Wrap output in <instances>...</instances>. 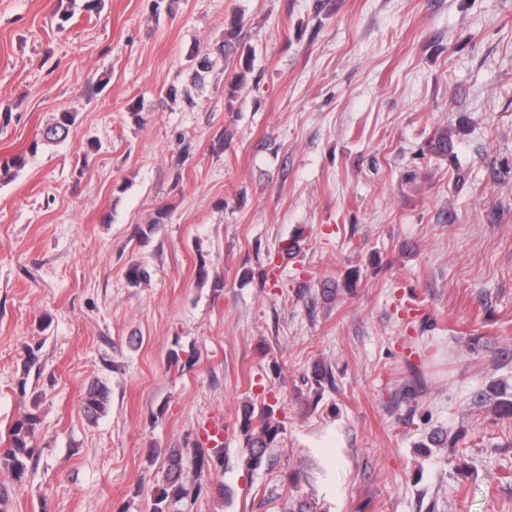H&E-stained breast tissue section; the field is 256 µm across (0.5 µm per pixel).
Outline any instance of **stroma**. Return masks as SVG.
I'll list each match as a JSON object with an SVG mask.
<instances>
[{
	"label": "stroma",
	"mask_w": 512,
	"mask_h": 512,
	"mask_svg": "<svg viewBox=\"0 0 512 512\" xmlns=\"http://www.w3.org/2000/svg\"><path fill=\"white\" fill-rule=\"evenodd\" d=\"M83 4L0 0V156L26 157L0 181V442L23 395L42 420L26 482L0 473L9 512H148L150 451L209 421L224 471L192 512L305 492L329 512H512V419L473 402L512 384V0ZM239 16L256 60L237 101L220 63L171 101ZM64 111L74 131L29 153ZM440 128L455 162L427 150ZM134 261L149 284L129 286ZM247 403L285 427L252 474ZM109 401V391L105 385H91L83 397L84 411L92 416H100L106 413Z\"/></svg>",
	"instance_id": "obj_1"
}]
</instances>
